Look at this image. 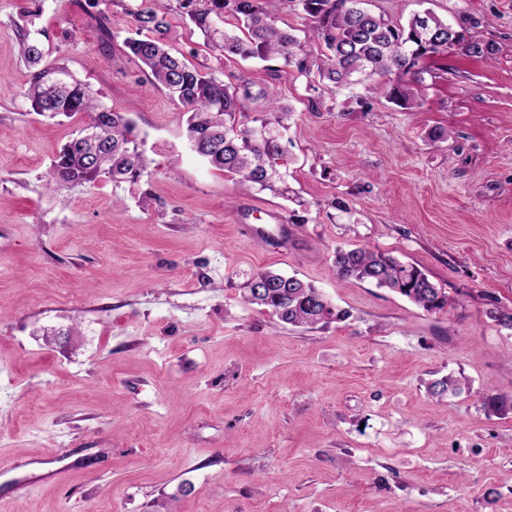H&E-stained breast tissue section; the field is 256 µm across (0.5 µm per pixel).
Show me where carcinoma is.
Segmentation results:
<instances>
[{"label": "carcinoma", "mask_w": 512, "mask_h": 512, "mask_svg": "<svg viewBox=\"0 0 512 512\" xmlns=\"http://www.w3.org/2000/svg\"><path fill=\"white\" fill-rule=\"evenodd\" d=\"M186 24L198 29L218 60L239 56L275 61L269 71L308 78L306 108L323 106L321 86L336 88L364 85L382 87L387 98L405 110L421 106L427 68L424 58L452 47L469 57L486 59L492 45L469 32L462 17L448 45V22L429 11L413 15L407 24H395L363 7L364 0H299L302 11L314 20V37L324 48L315 55L311 47L276 26L273 0H135L125 7L132 25L122 40L123 51L145 66L150 84L178 101L190 113L186 133L192 150L209 166L236 179L244 191L275 190L288 176V155L281 144L286 112L270 111L239 121L250 104L272 100L273 91L253 94L250 87L224 84L210 67H199L169 43L170 2ZM25 61L33 67L28 86L21 92L32 111L42 115H82L95 126V142L82 139L80 129L64 144L52 163L57 182L86 185L105 176L115 183H135L147 169L142 140L135 121L124 112L102 104L91 84L77 78L59 60H46L43 47L22 40ZM395 73L391 85L384 77ZM341 279H355L389 288L427 312L448 306V295L418 266L369 248L341 249L334 255ZM246 300L293 326H314L334 311L320 290L294 276L264 270L247 284Z\"/></svg>", "instance_id": "carcinoma-1"}]
</instances>
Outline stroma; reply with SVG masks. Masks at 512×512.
Returning a JSON list of instances; mask_svg holds the SVG:
<instances>
[{
    "label": "stroma",
    "mask_w": 512,
    "mask_h": 512,
    "mask_svg": "<svg viewBox=\"0 0 512 512\" xmlns=\"http://www.w3.org/2000/svg\"><path fill=\"white\" fill-rule=\"evenodd\" d=\"M367 7L470 16L495 54L426 59L415 112L361 85L311 112L306 78L217 62L172 22L178 49L290 108L279 195L199 158L182 105L74 0H0V512H512V410L484 403L512 399V329L493 317L512 308V0ZM25 32L130 113L139 182L49 185L84 119L22 98ZM340 247L416 264L453 305L338 278ZM264 269L340 318L291 326L248 304ZM448 376L457 391L432 396Z\"/></svg>",
    "instance_id": "stroma-1"
}]
</instances>
